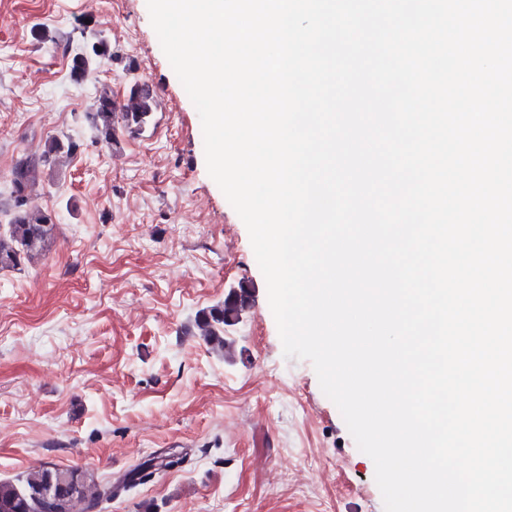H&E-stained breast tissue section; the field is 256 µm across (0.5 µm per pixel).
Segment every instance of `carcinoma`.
<instances>
[{"label": "carcinoma", "instance_id": "cac0c4a2", "mask_svg": "<svg viewBox=\"0 0 512 512\" xmlns=\"http://www.w3.org/2000/svg\"><path fill=\"white\" fill-rule=\"evenodd\" d=\"M112 57V49L104 41L91 44L71 60V77L80 82L94 63ZM156 108L152 87L147 83L133 86L121 105L112 100V91L104 87L97 98L91 122L98 138L107 144L114 140L115 123L122 120L128 129L141 127ZM79 145L73 140L54 138L45 144L38 160L18 161L14 168L12 194L16 212L5 233L0 234V269L15 268L25 259L40 254L56 227L53 214L32 204V173L37 165L53 167L62 158L76 153ZM251 300L247 284L231 290L224 302L203 313L196 324L207 341L218 350L226 348L224 332L236 324ZM146 477L143 467H136L116 483L97 484L86 471L71 467L61 469L43 466L14 480H0V512H97L101 504L112 500L121 490L132 487Z\"/></svg>", "mask_w": 512, "mask_h": 512}]
</instances>
